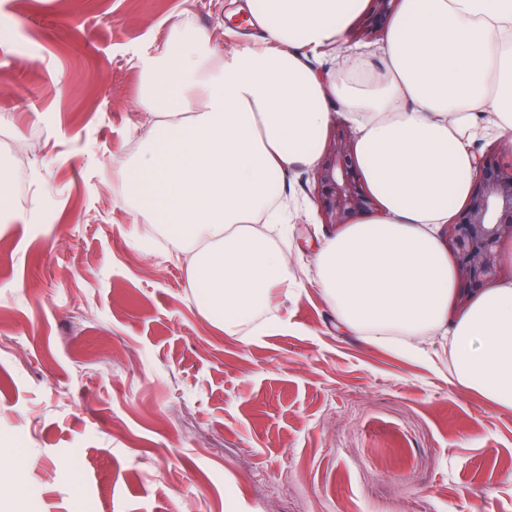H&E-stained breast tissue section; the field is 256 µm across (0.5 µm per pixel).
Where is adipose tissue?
<instances>
[{"mask_svg":"<svg viewBox=\"0 0 512 512\" xmlns=\"http://www.w3.org/2000/svg\"><path fill=\"white\" fill-rule=\"evenodd\" d=\"M365 2L251 0L266 36L231 53L176 31L141 65L150 128L114 171L118 195L189 256L202 313L238 335L288 285L270 189L288 166L319 162L337 105L377 201L316 256L337 320L383 346L445 331L451 383L512 411V280L455 306L457 271L434 235L470 195L472 142L487 130L512 140V0H399L375 54L354 48L335 73H314L306 57Z\"/></svg>","mask_w":512,"mask_h":512,"instance_id":"adipose-tissue-1","label":"adipose tissue"}]
</instances>
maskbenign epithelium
<instances>
[{"label":"benign epithelium","instance_id":"1","mask_svg":"<svg viewBox=\"0 0 512 512\" xmlns=\"http://www.w3.org/2000/svg\"><path fill=\"white\" fill-rule=\"evenodd\" d=\"M396 2L372 0L370 15L354 36L375 40L382 35ZM313 176L314 200L326 224H348L376 206L358 175L352 135L341 124L335 126ZM507 239L512 241V144L503 142L500 149L476 156L469 198L444 230L445 243L457 260L460 301L497 280L500 248Z\"/></svg>","mask_w":512,"mask_h":512}]
</instances>
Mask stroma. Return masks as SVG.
I'll return each instance as SVG.
<instances>
[{
    "instance_id": "1",
    "label": "stroma",
    "mask_w": 512,
    "mask_h": 512,
    "mask_svg": "<svg viewBox=\"0 0 512 512\" xmlns=\"http://www.w3.org/2000/svg\"><path fill=\"white\" fill-rule=\"evenodd\" d=\"M225 51L247 0H0V512H512V412L448 381V339L404 353L336 322L313 170L275 190L288 290L241 336L200 313L188 259L144 248L112 171L147 133L141 59L175 23ZM261 329L252 339L253 329Z\"/></svg>"
}]
</instances>
